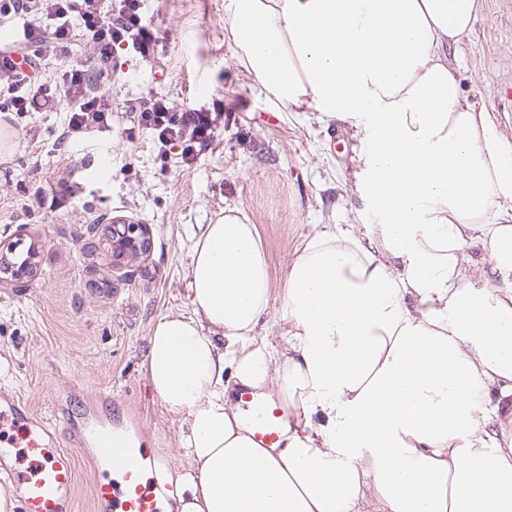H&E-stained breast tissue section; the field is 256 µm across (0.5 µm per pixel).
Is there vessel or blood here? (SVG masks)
<instances>
[{
  "mask_svg": "<svg viewBox=\"0 0 512 512\" xmlns=\"http://www.w3.org/2000/svg\"><path fill=\"white\" fill-rule=\"evenodd\" d=\"M261 409L248 425L253 440L270 448L281 437L283 417L278 405L265 403ZM1 413L28 434L30 448L39 454L30 470L19 476L7 462L11 449L0 448V474L16 484L17 512H74L76 463L64 450L68 444L89 449L98 473L93 485L97 512H168L174 490L158 477L161 459L150 449L108 428L59 436L55 423L39 417L18 394L0 397Z\"/></svg>",
  "mask_w": 512,
  "mask_h": 512,
  "instance_id": "1",
  "label": "vessel or blood"
}]
</instances>
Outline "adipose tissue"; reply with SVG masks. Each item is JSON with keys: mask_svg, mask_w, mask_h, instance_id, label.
<instances>
[{"mask_svg": "<svg viewBox=\"0 0 512 512\" xmlns=\"http://www.w3.org/2000/svg\"><path fill=\"white\" fill-rule=\"evenodd\" d=\"M484 0H224L245 74L292 112L362 135L379 226L294 252L288 345L243 209L191 237V314L153 326L145 374L183 414L179 512H512V143L465 103L448 46ZM282 399L278 446L237 401Z\"/></svg>", "mask_w": 512, "mask_h": 512, "instance_id": "obj_1", "label": "adipose tissue"}]
</instances>
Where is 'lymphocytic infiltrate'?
I'll return each mask as SVG.
<instances>
[{
	"label": "lymphocytic infiltrate",
	"instance_id": "obj_1",
	"mask_svg": "<svg viewBox=\"0 0 512 512\" xmlns=\"http://www.w3.org/2000/svg\"><path fill=\"white\" fill-rule=\"evenodd\" d=\"M0 26L16 32L13 44L0 49V112L66 105V142L108 128L112 102L97 83L112 71L115 49L124 46L148 60L158 42L141 0H0ZM52 61L62 65L53 82L41 75ZM139 123L155 131L161 147L181 146L191 162L223 127L224 114L203 106L179 109L156 97L141 108Z\"/></svg>",
	"mask_w": 512,
	"mask_h": 512
}]
</instances>
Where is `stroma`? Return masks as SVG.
<instances>
[{
	"label": "stroma",
	"mask_w": 512,
	"mask_h": 512,
	"mask_svg": "<svg viewBox=\"0 0 512 512\" xmlns=\"http://www.w3.org/2000/svg\"><path fill=\"white\" fill-rule=\"evenodd\" d=\"M158 61L117 50L101 80L112 126L89 142L64 144L67 108L12 116L15 145L0 164V240L36 247V273L0 288V393L28 399L43 417L68 421L85 409L120 420L177 468L184 417L154 396L143 370L148 338L169 312L190 313V238L226 205L242 206L266 251L273 297L257 343L287 345L277 304L292 253L323 224L352 225L367 238L354 187L363 145L349 124L318 112H287L248 79L227 37L224 0H144ZM461 97L485 107L512 142V100L490 86L512 78V16L484 0L457 54ZM162 96L176 107L222 110L224 127L195 162L160 150L139 126L138 107ZM66 180L68 193L56 184ZM147 225L151 248L112 266L111 219ZM112 395L100 408L97 390Z\"/></svg>",
	"instance_id": "1"
}]
</instances>
